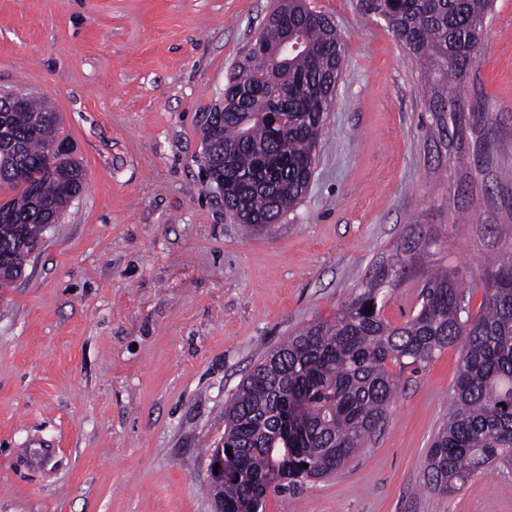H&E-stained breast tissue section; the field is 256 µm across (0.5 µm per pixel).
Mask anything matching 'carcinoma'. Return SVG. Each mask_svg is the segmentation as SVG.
Masks as SVG:
<instances>
[{
	"mask_svg": "<svg viewBox=\"0 0 512 512\" xmlns=\"http://www.w3.org/2000/svg\"><path fill=\"white\" fill-rule=\"evenodd\" d=\"M436 79L430 85L441 140L460 150L475 116L443 114L457 101L476 62L491 0H360ZM286 37L307 52L280 63L268 48ZM343 55L331 19L307 0H279L259 42L224 85L222 114L210 109L203 134L208 178L224 180V208L249 229L280 223L305 196L318 141L332 107ZM23 99L26 110L12 111ZM288 113V126L268 129L266 113ZM53 107L25 93L0 96V187L15 192L0 204V288L28 264L22 244L35 245L84 187L72 150L47 160L59 137ZM485 299L476 313L455 273L441 264L420 271L411 254L376 267L334 320L288 337L244 377L224 405L221 483L224 512H265L267 494L340 471L388 417L397 382L393 364L416 373L435 355L460 345L448 421L433 439L428 484L452 494L487 466L512 467V243L490 263ZM417 279L409 318L383 315L394 289Z\"/></svg>",
	"mask_w": 512,
	"mask_h": 512,
	"instance_id": "1",
	"label": "carcinoma"
}]
</instances>
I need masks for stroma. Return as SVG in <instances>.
Masks as SVG:
<instances>
[{
	"label": "stroma",
	"instance_id": "obj_1",
	"mask_svg": "<svg viewBox=\"0 0 512 512\" xmlns=\"http://www.w3.org/2000/svg\"><path fill=\"white\" fill-rule=\"evenodd\" d=\"M344 65L308 191L246 230L202 166V126L276 0H0V94L60 114L85 189L0 288V512H213L224 405L268 352L334 318L411 242L484 298L512 242V0H493L463 101L488 113L438 156L429 71L358 0H310ZM459 346L398 374L388 420L336 474L266 512H512V469L430 488Z\"/></svg>",
	"mask_w": 512,
	"mask_h": 512
}]
</instances>
